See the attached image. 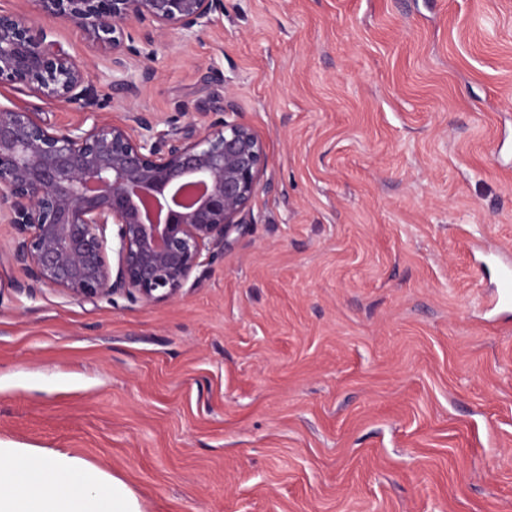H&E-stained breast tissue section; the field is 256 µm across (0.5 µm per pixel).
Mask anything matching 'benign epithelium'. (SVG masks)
<instances>
[{
  "label": "benign epithelium",
  "mask_w": 512,
  "mask_h": 512,
  "mask_svg": "<svg viewBox=\"0 0 512 512\" xmlns=\"http://www.w3.org/2000/svg\"><path fill=\"white\" fill-rule=\"evenodd\" d=\"M33 2L104 50L123 74L112 85L128 98L152 79L162 38L189 36L224 11V0ZM50 35L27 13L0 9V86L77 105L91 120L57 127L34 109L0 105V223L12 230V260L34 284L78 301L173 299L244 223L263 143L244 123L206 121V102L196 119L164 131L137 109L102 118L91 74Z\"/></svg>",
  "instance_id": "obj_1"
}]
</instances>
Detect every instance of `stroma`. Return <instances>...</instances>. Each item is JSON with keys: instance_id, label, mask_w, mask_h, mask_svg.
Here are the masks:
<instances>
[{"instance_id": "obj_1", "label": "stroma", "mask_w": 512, "mask_h": 512, "mask_svg": "<svg viewBox=\"0 0 512 512\" xmlns=\"http://www.w3.org/2000/svg\"><path fill=\"white\" fill-rule=\"evenodd\" d=\"M152 66L100 112L232 102L266 151L246 222L151 303L25 287L0 224V441L142 512H512V0H224Z\"/></svg>"}]
</instances>
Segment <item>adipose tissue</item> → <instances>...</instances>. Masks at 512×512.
Returning <instances> with one entry per match:
<instances>
[{
  "label": "adipose tissue",
  "mask_w": 512,
  "mask_h": 512,
  "mask_svg": "<svg viewBox=\"0 0 512 512\" xmlns=\"http://www.w3.org/2000/svg\"><path fill=\"white\" fill-rule=\"evenodd\" d=\"M0 512H140L132 492L65 451L48 455L0 443Z\"/></svg>",
  "instance_id": "adipose-tissue-1"
}]
</instances>
